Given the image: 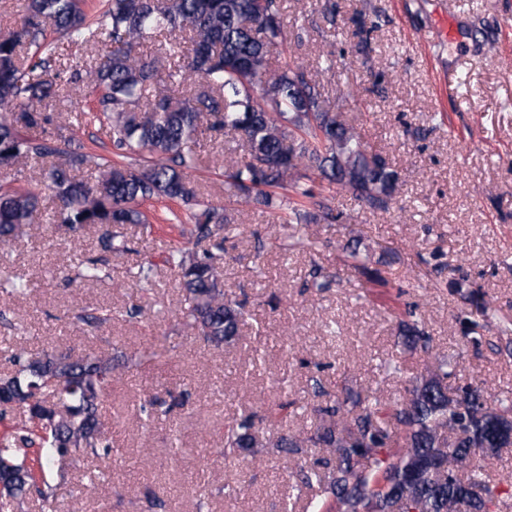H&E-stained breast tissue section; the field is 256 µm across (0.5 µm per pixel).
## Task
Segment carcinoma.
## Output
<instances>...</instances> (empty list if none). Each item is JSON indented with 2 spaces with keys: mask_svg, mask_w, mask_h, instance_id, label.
<instances>
[{
  "mask_svg": "<svg viewBox=\"0 0 512 512\" xmlns=\"http://www.w3.org/2000/svg\"><path fill=\"white\" fill-rule=\"evenodd\" d=\"M86 0H24L16 28L0 36V168L28 162L46 165L43 180L0 184V249L29 234L43 193H52V221L72 233L99 226L104 253L123 252L114 224L149 223L141 202L153 198L187 207L193 247L168 252L189 306L183 331L221 348L239 337L245 302L226 296L217 267L224 251L219 231L230 221L223 208L198 197L189 170L196 146L208 132L232 133L248 160L224 171L228 196L262 207L274 204L273 188L289 191L288 218L330 223L339 215L314 200L320 179L351 193L371 210L389 209L399 174L371 153L356 129L339 119L307 66L269 67L270 52L285 45L284 0H107L88 18ZM69 43H95L108 50L73 70L82 84L84 109L52 118L46 106L58 94L61 69L45 26ZM162 35L169 52L183 58L162 72L156 57L137 51ZM195 85L188 95L176 88ZM98 122L109 128L117 161L99 160L62 134L66 125ZM96 166L95 183L76 172ZM206 247H201V244ZM78 277H108L96 260L74 255ZM345 265L369 282L384 280L357 248ZM456 291L487 315L485 294ZM112 313L82 309L72 324L96 331ZM405 344L429 350L431 337L415 323L400 322ZM11 372L0 374V407L20 409L42 423L39 440L21 426L12 446L0 448V512L20 497H55L48 479L55 463L79 452L108 457L112 435L99 420L104 396L119 380L112 358L93 352L73 359L54 350L37 354L20 347ZM448 360L394 401L350 391L318 408L320 422L298 435H281L272 447L288 455L327 448L330 457L300 465L289 496L316 491L314 512H500L498 487L481 477V449L494 456L512 446V402L493 398L481 383L448 386ZM257 415L243 411L224 427V456L262 446ZM39 444L36 456L29 447Z\"/></svg>",
  "mask_w": 512,
  "mask_h": 512,
  "instance_id": "carcinoma-1",
  "label": "carcinoma"
}]
</instances>
